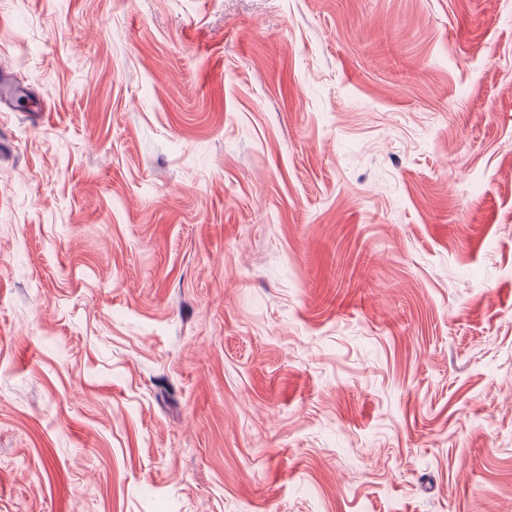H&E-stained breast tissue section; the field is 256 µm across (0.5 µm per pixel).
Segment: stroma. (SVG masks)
Masks as SVG:
<instances>
[{"label":"stroma","instance_id":"35a3bbf8","mask_svg":"<svg viewBox=\"0 0 512 512\" xmlns=\"http://www.w3.org/2000/svg\"><path fill=\"white\" fill-rule=\"evenodd\" d=\"M0 512H512V0H0Z\"/></svg>","mask_w":512,"mask_h":512}]
</instances>
